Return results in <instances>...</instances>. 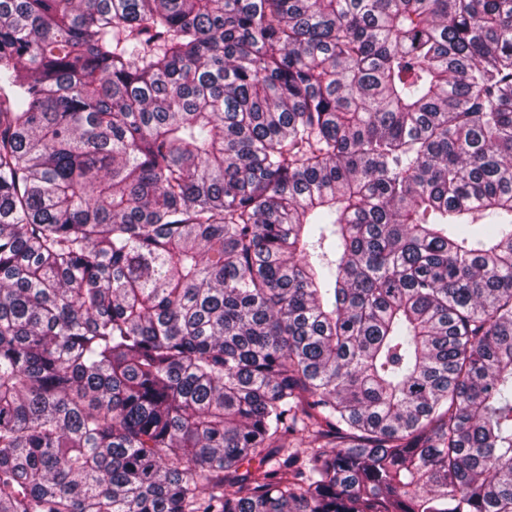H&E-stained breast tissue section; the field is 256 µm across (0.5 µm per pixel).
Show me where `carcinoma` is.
Masks as SVG:
<instances>
[{"label": "carcinoma", "instance_id": "obj_1", "mask_svg": "<svg viewBox=\"0 0 512 512\" xmlns=\"http://www.w3.org/2000/svg\"><path fill=\"white\" fill-rule=\"evenodd\" d=\"M0 512H512V0H0Z\"/></svg>", "mask_w": 512, "mask_h": 512}]
</instances>
